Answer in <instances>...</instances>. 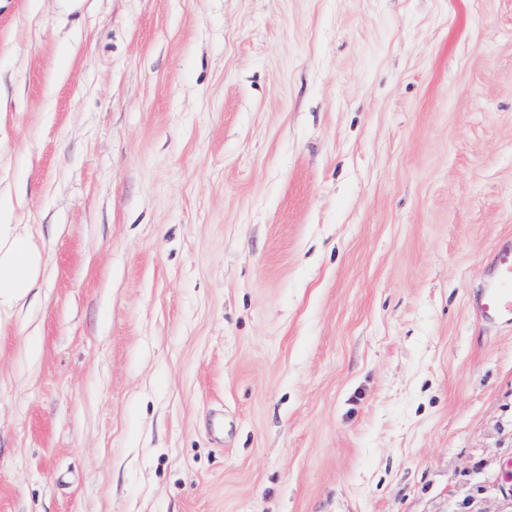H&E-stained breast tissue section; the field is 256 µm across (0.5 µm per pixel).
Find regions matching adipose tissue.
I'll return each instance as SVG.
<instances>
[{
    "label": "adipose tissue",
    "mask_w": 512,
    "mask_h": 512,
    "mask_svg": "<svg viewBox=\"0 0 512 512\" xmlns=\"http://www.w3.org/2000/svg\"><path fill=\"white\" fill-rule=\"evenodd\" d=\"M11 208L0 199V310L5 311L25 298L43 263L30 237L10 224Z\"/></svg>",
    "instance_id": "adipose-tissue-1"
}]
</instances>
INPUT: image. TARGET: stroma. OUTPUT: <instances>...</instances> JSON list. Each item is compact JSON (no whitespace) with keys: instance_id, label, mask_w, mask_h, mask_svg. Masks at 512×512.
<instances>
[{"instance_id":"stroma-1","label":"stroma","mask_w":512,"mask_h":512,"mask_svg":"<svg viewBox=\"0 0 512 512\" xmlns=\"http://www.w3.org/2000/svg\"><path fill=\"white\" fill-rule=\"evenodd\" d=\"M0 512H512V0H0ZM11 202L0 194V311H9L27 295L43 259L26 234L10 224ZM477 307L486 320L512 324V246H502L495 252L492 274L480 293Z\"/></svg>"}]
</instances>
